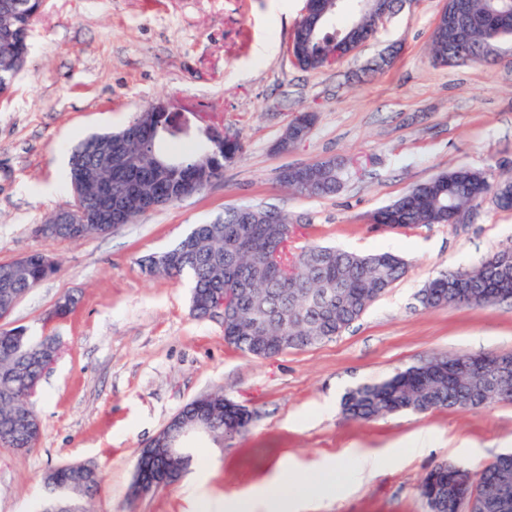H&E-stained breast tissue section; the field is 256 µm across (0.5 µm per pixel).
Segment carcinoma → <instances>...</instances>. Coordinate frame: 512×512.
I'll return each mask as SVG.
<instances>
[{
    "label": "carcinoma",
    "mask_w": 512,
    "mask_h": 512,
    "mask_svg": "<svg viewBox=\"0 0 512 512\" xmlns=\"http://www.w3.org/2000/svg\"><path fill=\"white\" fill-rule=\"evenodd\" d=\"M16 12L0 15V29L13 32L12 41L0 42V70L9 68L15 59L27 60L33 23L44 6V0H18ZM479 15L495 14L498 27L478 29L473 35L474 61L483 62L495 56L499 42L512 37V0H469ZM359 0H345L337 5L322 29L307 33L301 41L297 64L304 70L326 67L332 51V35L347 32L357 23L352 16L346 22L338 17L358 5ZM101 134L94 133L79 141L71 150L69 161L92 160L94 146ZM179 139L161 138L155 147L141 139L125 140L128 161L136 168L154 165L175 158L179 166L172 172L169 204L180 201L178 184L196 182L202 191L224 174V166L241 157L239 138L223 140L202 151L170 147ZM294 192L323 197L336 193L341 186V167L322 175L311 183L279 179ZM490 191L485 175L470 168H456L436 174L432 179L412 187L411 195L401 197L379 209V224H388L394 213L401 215L400 224L407 228L418 224H449L452 211L462 205L480 202ZM246 207H232L205 224L194 225L177 243L168 248L180 252L178 264L164 263L162 253L141 257V267H152V274L163 277L187 275L193 286L190 312L202 313L207 299L216 289L233 293L235 314L224 320V335L233 336L231 345L257 358H272L292 350H305L339 336L356 322L388 288L405 273L406 263L391 252L362 255L318 243L296 249L289 247L294 228L283 215L280 224H264L254 209V222L244 220ZM280 250L281 261L273 262L270 254ZM479 285L492 276L484 262L456 269ZM47 272L34 261L15 283L21 293H28L44 279ZM448 274L430 280L421 290L425 302L433 309L450 306ZM43 350L49 354L56 347L44 338L35 340L22 325L0 329V396L3 376H10V389L27 386L35 370L26 362L25 354ZM418 367L409 366L379 382L362 384L348 391L341 401L342 414L354 420H374L388 414L411 412L426 414L441 409H461L460 401L481 395L473 382L458 377L418 378ZM46 498L40 512H88L78 503L93 495L99 482L84 468L61 464L42 477Z\"/></svg>",
    "instance_id": "obj_1"
}]
</instances>
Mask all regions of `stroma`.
<instances>
[{"instance_id": "35a3bbf8", "label": "stroma", "mask_w": 512, "mask_h": 512, "mask_svg": "<svg viewBox=\"0 0 512 512\" xmlns=\"http://www.w3.org/2000/svg\"><path fill=\"white\" fill-rule=\"evenodd\" d=\"M444 5L403 0L354 55L305 71L288 47L306 0H46L26 69L0 97V263L52 252L58 272L10 320L59 337L63 351L35 399L36 447L0 448V512H35L43 474L67 462L98 468L92 512H198L199 493L238 496L279 468H346L353 448L392 456L310 512H426L417 487L435 464L454 460L477 474L512 451V402L372 421L345 419L340 408L350 389L439 354L512 353V302L426 310L417 301L439 273L512 247V211L488 198L460 224L390 230L371 221L440 171L466 167L493 184L512 169V39L488 61L434 65L428 46ZM159 100L238 133L242 159L202 192L113 232L46 241L40 226L72 201V147ZM309 110L306 141L277 152L289 121ZM327 159L346 165L336 194L306 197L278 181L283 167ZM239 205L283 211L299 244L391 251L407 272L340 336L271 359L244 354L225 342L223 316L191 315L188 278L152 276L138 263ZM68 293L79 297L74 311L46 320ZM218 390L252 412L248 431L194 440L178 483L132 497L144 444ZM418 435L428 445L415 453Z\"/></svg>"}]
</instances>
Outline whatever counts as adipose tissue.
Segmentation results:
<instances>
[{
    "label": "adipose tissue",
    "instance_id": "1",
    "mask_svg": "<svg viewBox=\"0 0 512 512\" xmlns=\"http://www.w3.org/2000/svg\"><path fill=\"white\" fill-rule=\"evenodd\" d=\"M336 480L335 468L317 475H275L268 486L252 494L215 503L200 499V512H307L318 490Z\"/></svg>",
    "mask_w": 512,
    "mask_h": 512
}]
</instances>
